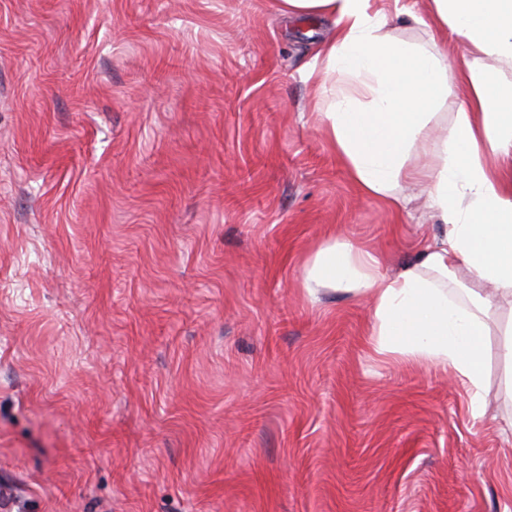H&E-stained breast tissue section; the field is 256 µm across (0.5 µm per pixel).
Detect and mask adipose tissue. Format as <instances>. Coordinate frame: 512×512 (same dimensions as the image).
I'll return each instance as SVG.
<instances>
[{
    "label": "adipose tissue",
    "mask_w": 512,
    "mask_h": 512,
    "mask_svg": "<svg viewBox=\"0 0 512 512\" xmlns=\"http://www.w3.org/2000/svg\"><path fill=\"white\" fill-rule=\"evenodd\" d=\"M373 0H279L285 18L332 23L317 46L322 132L362 194L394 208L400 184L422 186L446 232L394 276L351 242L327 241L302 286L314 301L336 292L369 298L375 354L449 370L480 413L488 320L512 298V0H428L432 16L467 47L462 60L407 43L386 29ZM359 93L338 91L335 76ZM465 94L457 96L455 84ZM455 106L441 133V108Z\"/></svg>",
    "instance_id": "adipose-tissue-1"
}]
</instances>
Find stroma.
<instances>
[{"label": "stroma", "instance_id": "1", "mask_svg": "<svg viewBox=\"0 0 512 512\" xmlns=\"http://www.w3.org/2000/svg\"><path fill=\"white\" fill-rule=\"evenodd\" d=\"M428 0H376L461 60ZM329 21L277 0H0V512H512V396L384 362L369 300L311 301L328 238L384 274L445 232L324 141Z\"/></svg>", "mask_w": 512, "mask_h": 512}]
</instances>
